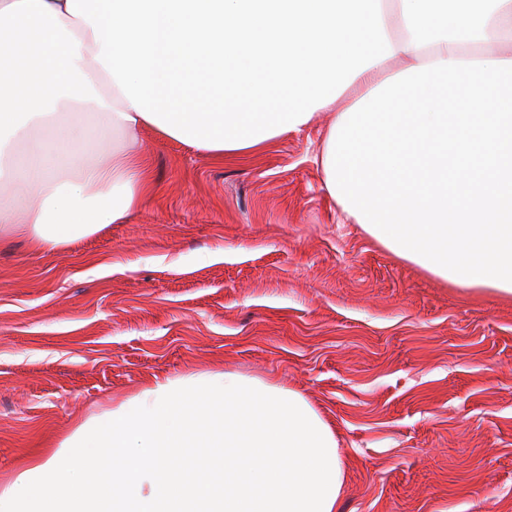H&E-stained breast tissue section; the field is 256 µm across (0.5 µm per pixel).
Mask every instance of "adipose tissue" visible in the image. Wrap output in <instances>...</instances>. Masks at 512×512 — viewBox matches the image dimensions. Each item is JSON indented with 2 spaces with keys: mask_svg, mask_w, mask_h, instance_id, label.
Returning a JSON list of instances; mask_svg holds the SVG:
<instances>
[{
  "mask_svg": "<svg viewBox=\"0 0 512 512\" xmlns=\"http://www.w3.org/2000/svg\"><path fill=\"white\" fill-rule=\"evenodd\" d=\"M330 110L343 213L512 297V0H0V231L54 252L123 222L155 192L145 131L221 160ZM345 482L302 394L189 374L80 424L0 512H339Z\"/></svg>",
  "mask_w": 512,
  "mask_h": 512,
  "instance_id": "obj_1",
  "label": "adipose tissue"
}]
</instances>
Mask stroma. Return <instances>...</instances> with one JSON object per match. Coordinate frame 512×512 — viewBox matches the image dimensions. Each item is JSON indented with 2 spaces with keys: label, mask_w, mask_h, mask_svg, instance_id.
Listing matches in <instances>:
<instances>
[{
  "label": "stroma",
  "mask_w": 512,
  "mask_h": 512,
  "mask_svg": "<svg viewBox=\"0 0 512 512\" xmlns=\"http://www.w3.org/2000/svg\"><path fill=\"white\" fill-rule=\"evenodd\" d=\"M333 118L221 163L145 132L128 220L0 239V487L155 380L233 372L331 424L341 512H512V298L345 220L314 160Z\"/></svg>",
  "instance_id": "35a3bbf8"
}]
</instances>
